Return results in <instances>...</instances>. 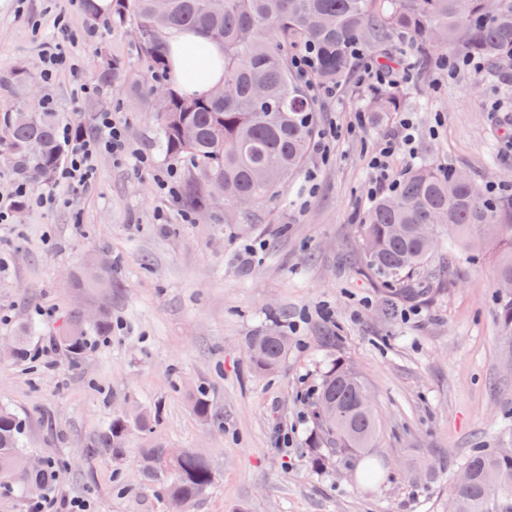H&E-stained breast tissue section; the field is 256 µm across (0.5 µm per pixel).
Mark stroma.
<instances>
[{
	"mask_svg": "<svg viewBox=\"0 0 512 512\" xmlns=\"http://www.w3.org/2000/svg\"><path fill=\"white\" fill-rule=\"evenodd\" d=\"M52 43L75 70L48 84L40 76ZM101 49L123 64L109 93L93 88ZM20 64L72 123L91 132L98 112L113 113L156 167L192 173L188 159L160 152L154 113L124 92L147 72L132 27L89 21L83 0H0V105L16 98L4 80ZM402 85L416 140L397 146L394 175L426 162L465 169L481 187L512 186V70L449 80L420 61ZM371 89L355 71L335 97L313 93L318 130L334 131L329 159L309 152L238 223L220 198L184 223V202L163 195L133 159L103 153L87 188L41 184L52 202L0 224V312L9 317L0 348L25 328L29 347L45 348L34 363L0 355V406L25 419L34 458L58 461L63 494L90 499L95 512H169L160 484L138 467L153 442L209 458L215 480L191 512H448L459 461L477 448H512V335L498 319L495 249L469 258L440 248L412 295L383 287L365 265L369 161L399 119L356 123ZM94 97L96 112L87 108ZM90 253L111 257V287H73ZM102 303L112 334L90 337L81 362L48 345L63 320ZM271 327L292 344L277 371L260 375L247 341ZM334 359L367 382L381 435L347 463L318 468L306 395ZM199 387L209 425L190 401ZM127 406L159 408L161 418L116 459L97 442Z\"/></svg>",
	"mask_w": 512,
	"mask_h": 512,
	"instance_id": "obj_1",
	"label": "stroma"
}]
</instances>
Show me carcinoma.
Instances as JSON below:
<instances>
[{"mask_svg":"<svg viewBox=\"0 0 512 512\" xmlns=\"http://www.w3.org/2000/svg\"><path fill=\"white\" fill-rule=\"evenodd\" d=\"M133 22L141 33L138 43L149 64L145 86L132 95L144 100L156 114L161 150L172 158L190 159L197 177L187 183L185 202L202 211L222 197L224 205L245 199L257 203L272 195L301 167L315 130L312 100L292 74L288 52L305 45L315 48L314 76L321 86L336 85L353 69L352 45L363 42L384 46L405 40L420 58L440 49L473 54L499 69L512 64V0H112L109 28ZM173 28H192L224 46V83L228 90L217 99L206 94L186 97L175 87L156 80L169 63L164 34ZM101 64L94 76L99 88H110L122 70L120 61L100 52ZM165 87L168 107L156 105L155 90ZM405 93L394 84L371 90L367 110L381 115L399 111ZM0 162L14 175L32 184L46 181L62 164L67 145L58 138L67 126L76 137L65 113L40 102L33 108L19 98L0 112ZM190 128L186 139L181 128ZM448 226V240L468 250L484 243L501 244L498 282L512 283V199H487L475 191L458 169L418 164L401 178L399 189L377 198L364 215L360 233L368 269L388 288H409L431 259L429 235ZM77 284L81 288L112 287V268L101 269L96 256L87 257ZM499 317L512 330V288L500 290ZM94 323L68 320L57 339L72 355L82 358L87 337L112 332L108 307ZM258 347L251 359L256 372L276 371L288 356L289 337L263 330L249 337ZM370 395L363 377L349 364H334L322 374L312 396L309 447L312 461L322 457L355 456L375 445L380 423L372 408L361 401ZM193 408L208 424L212 410L205 389L197 390ZM158 412L146 409L114 415L98 441L124 454L136 433L148 435ZM26 422L16 412L0 406L1 480L28 492L41 489L44 473L25 469L23 438ZM158 445L142 449L139 467L150 480L162 484L169 503L197 500L214 481L206 455L189 449L177 456ZM459 469L469 480L454 487L450 500L455 512H512V451L477 449Z\"/></svg>","mask_w":512,"mask_h":512,"instance_id":"1","label":"carcinoma"}]
</instances>
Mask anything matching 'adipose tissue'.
I'll use <instances>...</instances> for the list:
<instances>
[{"label": "adipose tissue", "instance_id": "1", "mask_svg": "<svg viewBox=\"0 0 512 512\" xmlns=\"http://www.w3.org/2000/svg\"><path fill=\"white\" fill-rule=\"evenodd\" d=\"M165 44L171 58L172 81L189 94H204L224 81V49L191 30H173Z\"/></svg>", "mask_w": 512, "mask_h": 512}]
</instances>
